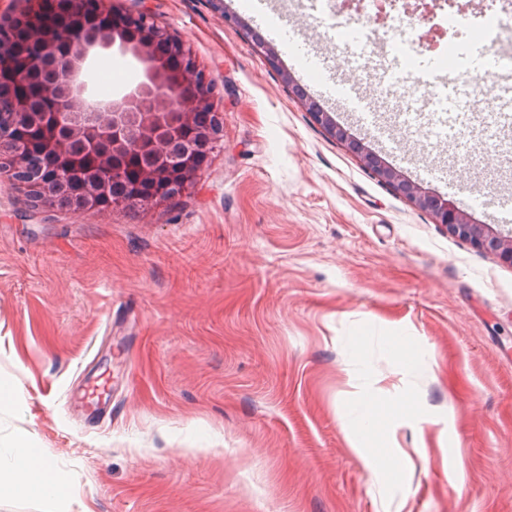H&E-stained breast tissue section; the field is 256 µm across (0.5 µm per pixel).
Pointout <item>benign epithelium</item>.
I'll return each instance as SVG.
<instances>
[{
	"label": "benign epithelium",
	"instance_id": "7a95c632",
	"mask_svg": "<svg viewBox=\"0 0 512 512\" xmlns=\"http://www.w3.org/2000/svg\"><path fill=\"white\" fill-rule=\"evenodd\" d=\"M0 15V97L18 103L0 119V177L33 202L89 212L118 206L112 185L149 208L175 209L211 153L224 140V111L215 91L182 43L147 12L117 13L111 0H19ZM49 12L44 27L35 14ZM147 71L146 81L119 99L87 95L86 64L96 48L116 39ZM330 136L347 132L316 102L307 104ZM360 160L380 180L399 185L417 207L476 247L512 264V228L502 234L474 224L454 201L402 182L358 142Z\"/></svg>",
	"mask_w": 512,
	"mask_h": 512
}]
</instances>
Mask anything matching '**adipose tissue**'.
Segmentation results:
<instances>
[{"mask_svg":"<svg viewBox=\"0 0 512 512\" xmlns=\"http://www.w3.org/2000/svg\"><path fill=\"white\" fill-rule=\"evenodd\" d=\"M412 399L393 405L373 398L360 400L358 417L349 434L352 448L366 455L372 473L380 479L399 473L400 464L389 437V426L408 415H417ZM34 495L47 501L66 496L67 489L39 449L31 443L19 442L11 452L0 453V495Z\"/></svg>","mask_w":512,"mask_h":512,"instance_id":"1","label":"adipose tissue"}]
</instances>
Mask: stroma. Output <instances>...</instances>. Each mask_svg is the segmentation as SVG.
Listing matches in <instances>:
<instances>
[{
  "label": "stroma",
  "mask_w": 512,
  "mask_h": 512,
  "mask_svg": "<svg viewBox=\"0 0 512 512\" xmlns=\"http://www.w3.org/2000/svg\"><path fill=\"white\" fill-rule=\"evenodd\" d=\"M112 6L183 42L224 98V142L171 212L34 207L0 180V385L17 390L0 445L33 443L70 490L0 512H512V264L316 124L279 34L325 35L337 82L362 77L371 102L370 131L334 107L337 124L473 223L496 222L475 187L512 188V135L416 127L366 80L342 30L358 16L324 0L266 20L241 0ZM101 373L98 404L75 401ZM364 396L420 410L392 426L397 480L350 446Z\"/></svg>",
  "instance_id": "35a3bbf8"
}]
</instances>
